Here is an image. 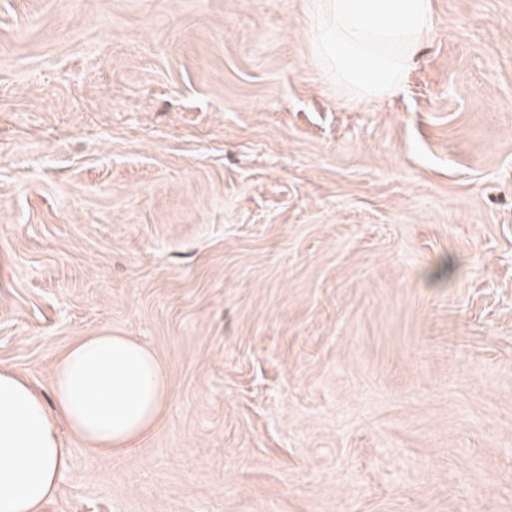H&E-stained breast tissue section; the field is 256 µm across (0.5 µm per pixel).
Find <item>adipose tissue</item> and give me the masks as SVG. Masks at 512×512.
I'll use <instances>...</instances> for the list:
<instances>
[{"instance_id":"1","label":"adipose tissue","mask_w":512,"mask_h":512,"mask_svg":"<svg viewBox=\"0 0 512 512\" xmlns=\"http://www.w3.org/2000/svg\"><path fill=\"white\" fill-rule=\"evenodd\" d=\"M52 401L0 367V512H40L70 461L67 434L125 453L159 422L170 396L154 352L126 336L77 340L53 366Z\"/></svg>"}]
</instances>
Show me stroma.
<instances>
[{"instance_id": "stroma-1", "label": "stroma", "mask_w": 512, "mask_h": 512, "mask_svg": "<svg viewBox=\"0 0 512 512\" xmlns=\"http://www.w3.org/2000/svg\"><path fill=\"white\" fill-rule=\"evenodd\" d=\"M306 0H0V365L106 331L171 383L41 512H512V0L397 95Z\"/></svg>"}]
</instances>
